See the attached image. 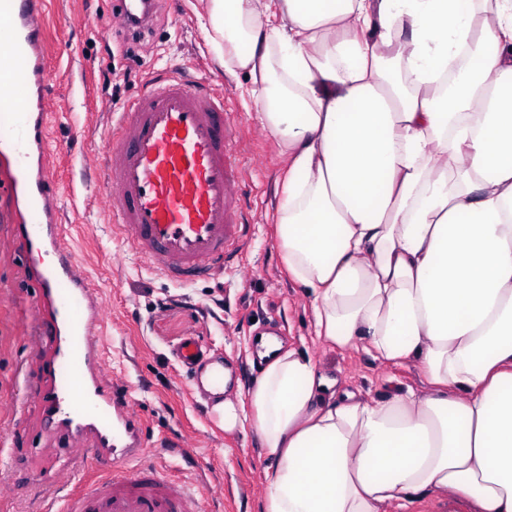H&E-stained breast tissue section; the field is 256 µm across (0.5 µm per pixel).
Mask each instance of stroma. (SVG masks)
Returning <instances> with one entry per match:
<instances>
[{"label": "stroma", "instance_id": "stroma-1", "mask_svg": "<svg viewBox=\"0 0 512 512\" xmlns=\"http://www.w3.org/2000/svg\"><path fill=\"white\" fill-rule=\"evenodd\" d=\"M202 7L201 0H160L152 28L133 45L112 26L114 0H48L49 141L67 240L103 299L109 366L134 390L147 418L146 463L168 473L161 440L181 439L184 477L196 483L208 512H263L272 461L254 430L227 433L214 426L198 369L185 368L175 356L185 337L205 340L204 362L231 368L236 398L245 397L259 375L253 340L265 333L307 349L326 374L365 398L424 386L415 364H381L363 350L316 341L311 301L289 275L278 241L287 163L244 92L246 77L218 67L197 19ZM171 67L228 86L224 110L240 131L237 155L248 175L240 253L222 273L189 284L171 282L127 253L107 222L99 169L109 131L106 109L121 111L152 72ZM36 289L27 252L0 249V428L14 434L7 472L12 493L0 499V512H43L32 476L54 455L35 420L16 426L9 410L15 366L35 328Z\"/></svg>", "mask_w": 512, "mask_h": 512}]
</instances>
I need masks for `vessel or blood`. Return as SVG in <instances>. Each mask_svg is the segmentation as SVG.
Masks as SVG:
<instances>
[{
    "label": "vessel or blood",
    "mask_w": 512,
    "mask_h": 512,
    "mask_svg": "<svg viewBox=\"0 0 512 512\" xmlns=\"http://www.w3.org/2000/svg\"><path fill=\"white\" fill-rule=\"evenodd\" d=\"M155 0H117L116 27L145 22ZM45 0H0V169L16 206L10 239L37 268L31 350L40 366L34 389H21L15 422L36 416L60 442L46 512H202L197 491L174 473L139 469L145 416L128 385L109 375L101 328L104 306L65 240L55 166L49 159L45 82ZM101 161L104 206L114 233L162 276L187 284L224 268L244 236L245 177L224 94L181 72L154 77L111 123Z\"/></svg>",
    "instance_id": "vessel-or-blood-1"
}]
</instances>
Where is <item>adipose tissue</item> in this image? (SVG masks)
<instances>
[{"mask_svg": "<svg viewBox=\"0 0 512 512\" xmlns=\"http://www.w3.org/2000/svg\"><path fill=\"white\" fill-rule=\"evenodd\" d=\"M203 0L288 160L277 210L315 336L426 391L367 400L261 338L246 400L209 415L273 462L265 512H385L428 494L512 512V0Z\"/></svg>", "mask_w": 512, "mask_h": 512, "instance_id": "obj_1", "label": "adipose tissue"}]
</instances>
